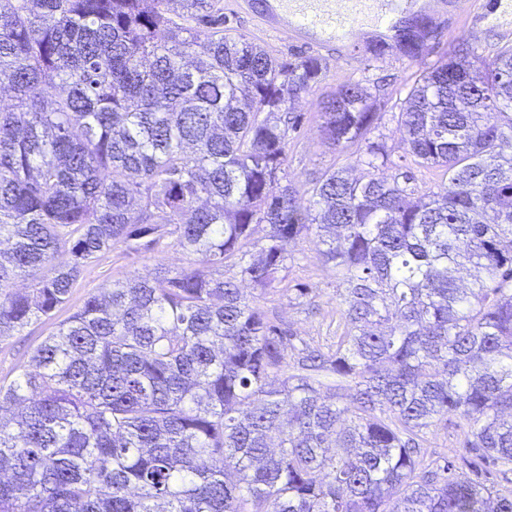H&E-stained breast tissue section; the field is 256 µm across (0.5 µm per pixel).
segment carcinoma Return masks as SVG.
Returning <instances> with one entry per match:
<instances>
[{"label":"carcinoma","instance_id":"cac0c4a2","mask_svg":"<svg viewBox=\"0 0 512 512\" xmlns=\"http://www.w3.org/2000/svg\"><path fill=\"white\" fill-rule=\"evenodd\" d=\"M320 73L226 33L223 0H0V342L114 249L185 257L86 297L0 384V512H512L420 457L457 415L459 448L512 465V46L414 81L401 141L445 176L420 196L377 174L353 82L320 131L366 175L288 182ZM303 234L345 285L334 352L243 292Z\"/></svg>","mask_w":512,"mask_h":512}]
</instances>
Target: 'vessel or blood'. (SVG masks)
<instances>
[{
  "label": "vessel or blood",
  "mask_w": 512,
  "mask_h": 512,
  "mask_svg": "<svg viewBox=\"0 0 512 512\" xmlns=\"http://www.w3.org/2000/svg\"><path fill=\"white\" fill-rule=\"evenodd\" d=\"M261 8L266 28L284 33L301 44L326 45L349 40L361 32L368 38H396L406 0H272Z\"/></svg>",
  "instance_id": "vessel-or-blood-1"
}]
</instances>
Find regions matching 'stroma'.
<instances>
[{"label": "stroma", "mask_w": 512, "mask_h": 512, "mask_svg": "<svg viewBox=\"0 0 512 512\" xmlns=\"http://www.w3.org/2000/svg\"><path fill=\"white\" fill-rule=\"evenodd\" d=\"M223 2L224 26L229 32L245 35L281 57L311 55L321 62L319 82L298 106L303 115L302 126L288 142V178L300 191L307 190L313 180L330 169L347 170L353 177L361 176L364 171L356 147L343 151L332 149L319 134L321 120L317 104L343 82L366 86L378 100L379 116L371 138L382 143L388 154L380 174L407 184L418 195L436 190L442 181L440 171L417 166L400 145L398 113L409 88L422 70L443 61L452 50L463 47L488 58L498 48L512 45V32L498 21L486 18L487 0H466L463 12L453 18L448 15L447 5H439L438 16L428 19L430 33L425 45L414 56L394 47L379 52L369 42L356 47L338 42L310 48L263 27L253 14L239 8V0ZM290 250L292 258L280 274L276 291L257 297L256 303L271 321L313 345L332 349L340 334V281L332 265L321 258L314 236L296 239ZM160 261L176 268L183 265L184 257L172 247L161 256L145 251L112 250L83 271L68 306L59 311V318L69 316L85 297L101 293L113 281L134 274H154ZM302 288L307 289V296H299ZM52 329L49 323L35 324L21 335L0 342V380L11 381L17 368L27 364L32 350ZM462 429V421L454 415L430 427L421 448L424 462L445 456L458 471L470 477L502 481L499 470H486L474 455L457 452Z\"/></svg>", "instance_id": "stroma-1"}]
</instances>
